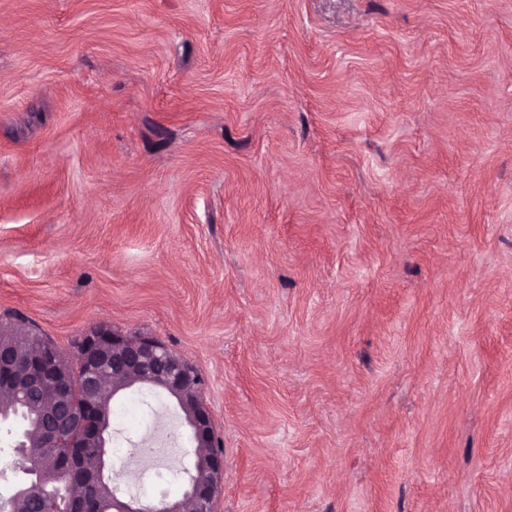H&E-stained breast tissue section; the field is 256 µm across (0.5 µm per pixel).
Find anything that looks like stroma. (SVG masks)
Wrapping results in <instances>:
<instances>
[{
    "label": "stroma",
    "mask_w": 512,
    "mask_h": 512,
    "mask_svg": "<svg viewBox=\"0 0 512 512\" xmlns=\"http://www.w3.org/2000/svg\"><path fill=\"white\" fill-rule=\"evenodd\" d=\"M205 378L215 512H512V0H0V321ZM125 496L188 429L113 402Z\"/></svg>",
    "instance_id": "stroma-1"
}]
</instances>
